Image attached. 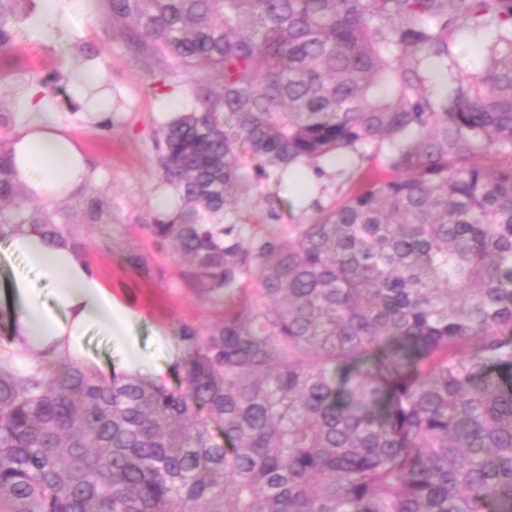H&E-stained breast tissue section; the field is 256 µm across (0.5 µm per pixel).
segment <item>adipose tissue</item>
<instances>
[{
  "mask_svg": "<svg viewBox=\"0 0 512 512\" xmlns=\"http://www.w3.org/2000/svg\"><path fill=\"white\" fill-rule=\"evenodd\" d=\"M79 7L80 0H35L32 20L45 44L65 45ZM76 120L100 129L111 126L107 100H99L94 111L71 118L55 112L43 88L30 85L17 91L10 115V164L26 196L62 202L95 181L91 160L70 134ZM16 255L25 266L14 271L10 281L17 300L14 348L83 363L85 339L94 331L123 349L125 373L163 380L162 370L150 368L136 347L131 334L136 313L113 295L70 244L50 241L31 224L19 223L0 263L10 264Z\"/></svg>",
  "mask_w": 512,
  "mask_h": 512,
  "instance_id": "1",
  "label": "adipose tissue"
}]
</instances>
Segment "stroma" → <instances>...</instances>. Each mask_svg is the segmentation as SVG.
I'll use <instances>...</instances> for the list:
<instances>
[{
	"instance_id": "1",
	"label": "stroma",
	"mask_w": 512,
	"mask_h": 512,
	"mask_svg": "<svg viewBox=\"0 0 512 512\" xmlns=\"http://www.w3.org/2000/svg\"><path fill=\"white\" fill-rule=\"evenodd\" d=\"M7 26L12 40L9 48L0 49V139L11 136L8 117L14 110L15 90L32 84L34 78L62 85L54 99L56 111H82L65 73L66 50L97 60L103 69L102 88L112 95V126L98 130L79 125L73 130L100 171L96 183L60 203L27 199L26 210L49 215L53 224L67 229L71 242L113 294L140 313L132 334L142 354L163 364L158 352L163 338H175L183 324L206 329L221 311L185 280L184 259L173 249L157 248L145 230L159 213L158 199H166L171 212L181 206L165 185L155 157L174 111L193 107L192 76L178 72L162 79L156 68L135 58L125 44L124 23L113 21L104 0H83L63 49L46 45L27 16H8ZM356 165L350 155L327 159L322 178L312 179L301 192L288 177L258 180L250 191L234 194L235 219L255 235L271 224L294 233L297 225L308 222L314 202L331 205L356 190L350 177ZM93 199L102 202L104 220L91 219L88 203ZM138 255L147 258V269L132 264Z\"/></svg>"
}]
</instances>
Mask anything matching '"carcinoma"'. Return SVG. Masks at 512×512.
Listing matches in <instances>:
<instances>
[{
  "label": "carcinoma",
  "instance_id": "1",
  "mask_svg": "<svg viewBox=\"0 0 512 512\" xmlns=\"http://www.w3.org/2000/svg\"><path fill=\"white\" fill-rule=\"evenodd\" d=\"M109 8L133 53L208 68L159 146L182 206L145 230L224 310L180 327L176 385L7 337L0 512H512V0ZM459 30L495 33L472 75ZM339 154L362 186L296 239L232 219L249 164L304 189ZM8 156L0 199L68 241L25 216Z\"/></svg>",
  "mask_w": 512,
  "mask_h": 512
}]
</instances>
